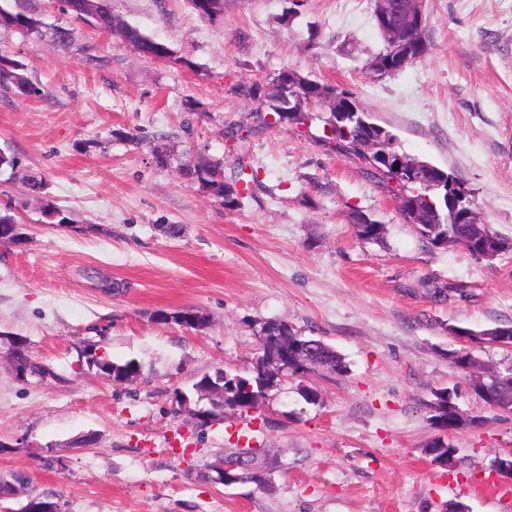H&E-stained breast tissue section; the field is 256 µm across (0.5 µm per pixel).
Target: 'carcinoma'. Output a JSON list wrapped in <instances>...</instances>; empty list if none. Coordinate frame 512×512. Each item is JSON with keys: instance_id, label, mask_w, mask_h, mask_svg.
<instances>
[{"instance_id": "cac0c4a2", "label": "carcinoma", "mask_w": 512, "mask_h": 512, "mask_svg": "<svg viewBox=\"0 0 512 512\" xmlns=\"http://www.w3.org/2000/svg\"><path fill=\"white\" fill-rule=\"evenodd\" d=\"M25 0H3L0 4V29H9L30 35L39 31L40 20L33 17L26 7ZM131 44L145 57L153 54L167 55L170 46L160 42L133 27ZM278 76L288 79V88H276L271 82H253L241 87L244 96L257 102L259 111L258 124L250 133L259 132L268 124L267 117L261 112H272L276 122L305 123L308 113L326 106L328 117L325 127L331 128L327 140L334 143V148L342 153L352 154L365 160L372 172L392 185V191L400 200V211L404 219L417 225L421 236L435 245L455 243L466 249L472 256L479 258L485 247L491 246L497 254L512 251V240H506L487 229L477 233L469 224H456L454 218L444 205L445 190L454 186L455 191L465 197L472 196V191L454 173L438 169L439 182L425 185L412 182L408 172L417 166H426L428 162L398 151L394 146L395 136L385 127L371 121L370 114L354 99L340 93L331 85L319 83L301 76L294 70H282ZM15 89L34 97H43L46 90L32 83L25 76V65L0 51V90ZM245 170H239V176L228 182L224 180V169L217 162L205 158L190 160L182 165V176L191 182L207 187L214 196L233 198L235 206H241V200L248 189H238ZM28 189L41 198L40 214L47 224H71L73 218L66 210L60 208L55 200L43 193L45 181L32 175L24 177ZM384 227L373 223L357 226V235L366 241H377L383 237ZM276 327L285 331V335L274 337L262 350L260 356L272 359L281 354V344L299 348L313 338L301 336L286 324L278 323ZM320 368L332 372L345 368L342 358L327 346L323 350ZM95 368L120 377L130 371H140L142 367L135 360L115 363L109 357L100 358ZM485 385L474 386L479 397L489 406L498 410L512 404V380L501 376L493 381L484 379ZM278 385L273 375H268L250 367L248 375L224 373V404L244 409L253 406L257 399L272 386ZM432 420L441 428H449L457 422V412L448 401V392L436 394V402L431 405ZM32 501L28 503L29 512H47V509L59 504V500L36 492H31Z\"/></svg>"}]
</instances>
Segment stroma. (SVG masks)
Listing matches in <instances>:
<instances>
[{
  "label": "stroma",
  "instance_id": "35a3bbf8",
  "mask_svg": "<svg viewBox=\"0 0 512 512\" xmlns=\"http://www.w3.org/2000/svg\"><path fill=\"white\" fill-rule=\"evenodd\" d=\"M110 6L176 59L140 55L59 0H27L39 33L0 29V50L47 91H0V150L19 162L0 175V204L29 236L0 245V334L27 337L57 374L23 384L0 364V440L13 446L0 473L25 472L63 512H512V480L492 469L512 452V414L448 359L449 327L512 326V253L430 244L364 161L325 145L321 121L273 124L241 150L224 139L252 122L239 86L293 69L359 102L398 150L461 177L489 229L512 239V0H425L427 54L384 77L367 68L383 45L374 0H224L214 21L186 0ZM129 132L153 136L168 163ZM199 156L228 181L256 173L240 208L182 177ZM26 174L73 224L40 223ZM356 213L383 238L360 239ZM186 307L208 324L156 319ZM267 322L324 340L346 371L282 379L256 409L200 424L180 392L218 369L247 375ZM87 343L137 360L141 378L89 371L76 352ZM441 389L459 415L448 430L431 421ZM242 428L277 461L272 487L198 479ZM89 432L97 445L79 447ZM437 438L452 466L426 454Z\"/></svg>",
  "mask_w": 512,
  "mask_h": 512
}]
</instances>
